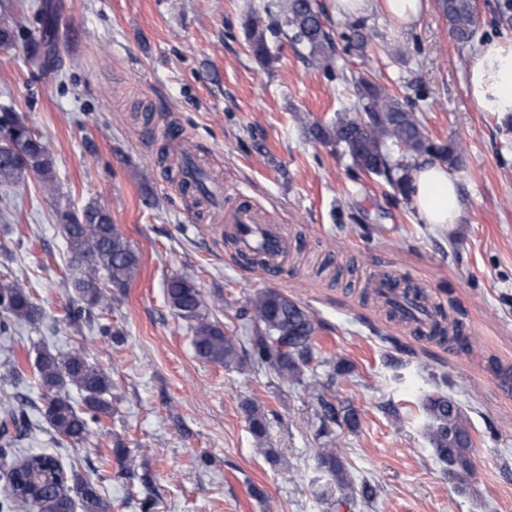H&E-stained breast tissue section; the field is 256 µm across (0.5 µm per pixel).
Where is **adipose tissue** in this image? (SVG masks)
Wrapping results in <instances>:
<instances>
[{"label":"adipose tissue","mask_w":512,"mask_h":512,"mask_svg":"<svg viewBox=\"0 0 512 512\" xmlns=\"http://www.w3.org/2000/svg\"><path fill=\"white\" fill-rule=\"evenodd\" d=\"M431 0H333L337 16L358 18L376 11L396 26L424 16ZM471 95L486 112H512V44L484 46L471 79ZM409 197L413 209L427 224H454L461 215L459 187L446 165L421 162L412 175Z\"/></svg>","instance_id":"adipose-tissue-1"}]
</instances>
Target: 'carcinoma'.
Returning <instances> with one entry per match:
<instances>
[{
	"instance_id": "carcinoma-1",
	"label": "carcinoma",
	"mask_w": 512,
	"mask_h": 512,
	"mask_svg": "<svg viewBox=\"0 0 512 512\" xmlns=\"http://www.w3.org/2000/svg\"><path fill=\"white\" fill-rule=\"evenodd\" d=\"M439 14L446 21L454 41L469 43L479 23L474 0H436ZM324 13L317 0H283L278 19H271L267 9H252L246 15V32L256 56L270 61L267 36L291 39L308 50L310 62L325 71L335 66L334 48L323 21ZM18 17L0 14V41L8 48L15 39ZM354 51L365 54L370 34L359 25L349 26L347 36ZM356 100L352 109L336 113L334 120L321 123L301 119L315 141L341 149L354 168L365 174L384 177L402 197H407L411 180V161L429 154L456 171L463 164V151L458 145H436L425 135L416 113L384 87L363 77L352 78ZM0 187H16L30 181L38 184L50 198L58 191L53 156L25 118L16 112L0 114ZM181 186L201 199L212 198L209 178L200 169L178 163ZM59 226L66 240L68 271L58 287L73 296L67 319L80 330L96 325L99 336L109 342L119 340L121 332L104 321L117 295L129 286L138 273L140 257L118 225L112 223L108 207L102 203L87 205L80 214L57 212ZM166 302L174 314L185 321L192 332V346L202 360L238 369L250 362L274 375L283 383H300L304 369L314 359V335L317 320L302 304L275 291L265 290L250 298L239 317L252 333L250 349L224 332L217 321L209 318L211 309L222 305V298L207 297L189 276L176 275L165 286ZM45 316L42 304L18 278H0V333L14 325L40 326ZM35 371L41 387V405L37 411L46 423L53 442L59 446L83 442L89 435L90 423L112 411L109 400L113 382L110 374L89 360L80 350L64 351L43 348L37 352ZM334 377L322 383L317 379L305 383L304 391L319 406L321 436L325 447L318 449L321 469L341 489L351 487L338 449L334 448L330 425L354 428L358 415L351 407H337L327 399ZM76 389L80 401L74 402L70 390ZM425 411L429 419L428 438L448 477L461 482L471 474L473 462L471 434L461 408L448 396H427ZM257 451L274 457L265 447L266 417L260 407L251 403L245 408ZM24 402L3 400L0 419V468L11 480L9 500L27 512H112L102 485L85 480L75 469L65 470L59 459L48 453H28L13 458L12 448L22 428L30 427Z\"/></svg>"
}]
</instances>
